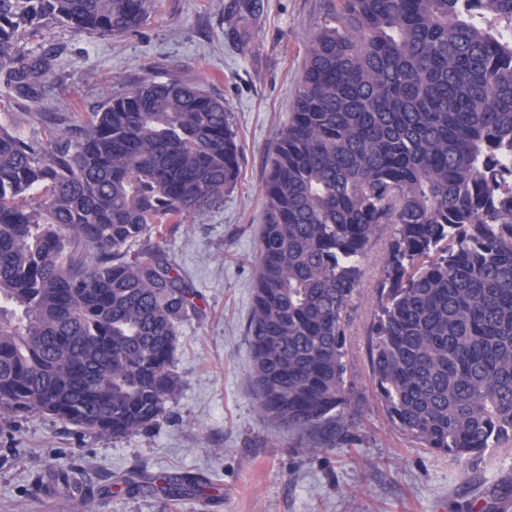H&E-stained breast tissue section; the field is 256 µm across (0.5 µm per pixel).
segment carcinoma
<instances>
[{
    "mask_svg": "<svg viewBox=\"0 0 512 512\" xmlns=\"http://www.w3.org/2000/svg\"><path fill=\"white\" fill-rule=\"evenodd\" d=\"M155 0H0V68L28 98L49 20L135 31ZM512 0H336L311 38L270 159L247 337L261 412L355 442L345 330L372 238L395 232L370 329L384 410L421 447L512 439ZM241 153L224 98L144 78L44 138L0 125V425L40 413L100 436L145 431L200 313L166 234L224 205ZM158 241L142 244L150 234ZM171 498L219 487L178 475Z\"/></svg>",
    "mask_w": 512,
    "mask_h": 512,
    "instance_id": "cac0c4a2",
    "label": "carcinoma"
}]
</instances>
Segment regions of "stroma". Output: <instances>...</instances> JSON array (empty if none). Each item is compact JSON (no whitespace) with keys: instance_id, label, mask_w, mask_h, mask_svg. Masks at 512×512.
I'll list each match as a JSON object with an SVG mask.
<instances>
[{"instance_id":"stroma-1","label":"stroma","mask_w":512,"mask_h":512,"mask_svg":"<svg viewBox=\"0 0 512 512\" xmlns=\"http://www.w3.org/2000/svg\"><path fill=\"white\" fill-rule=\"evenodd\" d=\"M233 0H159L136 31L102 37L48 23L18 53L49 54V87L34 100L0 74V125L27 139L67 112H93L146 76H177L223 96L242 152L222 208L168 236L165 248L202 298L183 322L172 369L180 390L148 430L103 437L36 414L0 433V512H499L512 498V442L456 459L420 447L372 384L369 329L394 229L373 237L349 307L345 362L356 442L312 449L258 409L245 328L251 313L269 158L287 124L311 35L326 0H261L245 38L230 36ZM133 470L205 477L219 496L108 493ZM91 481L95 502L64 494L57 472Z\"/></svg>"}]
</instances>
